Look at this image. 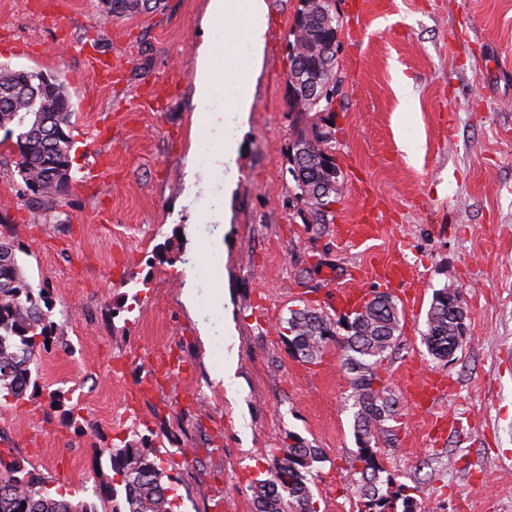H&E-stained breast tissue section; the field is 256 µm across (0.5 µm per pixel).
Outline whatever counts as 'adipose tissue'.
Masks as SVG:
<instances>
[{
    "instance_id": "ef3b65f1",
    "label": "adipose tissue",
    "mask_w": 512,
    "mask_h": 512,
    "mask_svg": "<svg viewBox=\"0 0 512 512\" xmlns=\"http://www.w3.org/2000/svg\"><path fill=\"white\" fill-rule=\"evenodd\" d=\"M206 24L211 38L199 49L195 100L201 115L193 127L196 159L191 170L202 176L224 173L229 189L238 141L225 128L250 110L251 85L266 41L264 0H209Z\"/></svg>"
}]
</instances>
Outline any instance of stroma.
Listing matches in <instances>:
<instances>
[{
	"instance_id": "1",
	"label": "stroma",
	"mask_w": 512,
	"mask_h": 512,
	"mask_svg": "<svg viewBox=\"0 0 512 512\" xmlns=\"http://www.w3.org/2000/svg\"><path fill=\"white\" fill-rule=\"evenodd\" d=\"M263 64L235 186L214 173L187 188L194 76L208 0H160L107 19L102 0H0V64L60 76L73 103V180L61 206L33 216L12 141L0 144V239L56 334L24 400L0 404V461L51 495L97 502L117 486L111 454L153 430L180 512H252L250 482L285 431L322 448L315 512H357L349 383L329 344L293 358L282 320L327 305L389 261L415 271L397 347L380 373L443 377L430 411L402 402L380 462L412 488L417 512H512V0H339L335 111L345 173L326 229L289 206L286 39L296 0H265ZM120 72L102 81L103 62ZM407 79L399 91L396 77ZM379 202L363 211L361 186ZM379 225L363 242L352 226ZM224 253V313L198 256ZM459 286L468 320L452 360L422 336L435 289ZM192 286L196 310L182 300ZM186 369L173 382L166 365ZM233 365L230 383L212 369Z\"/></svg>"
}]
</instances>
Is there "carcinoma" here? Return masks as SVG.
Masks as SVG:
<instances>
[{"label": "carcinoma", "mask_w": 512, "mask_h": 512, "mask_svg": "<svg viewBox=\"0 0 512 512\" xmlns=\"http://www.w3.org/2000/svg\"><path fill=\"white\" fill-rule=\"evenodd\" d=\"M158 0H105L107 17L129 16L153 9ZM291 34L305 62L313 66L323 42L333 36L336 19L326 20L313 11L295 10ZM318 108L304 104L296 112V150L299 158L288 173L294 181L292 202L310 214V223L326 226L334 219L331 205L339 192L327 185L335 177L319 156L333 153L336 141L314 134ZM72 103L62 81L44 85L40 73L0 66V130L15 138L16 166L32 198L34 214L52 208L67 192L72 180L70 137L67 133ZM46 289L33 288L24 278L13 245L0 239V400L16 402L35 383L42 349L52 336L53 322L42 309ZM466 301L462 289L448 284L435 290L426 313L423 342L431 356L448 358L456 338L464 335L461 323ZM402 308L389 291H375L360 310L333 318L321 308L307 305L288 310L285 341L296 359L314 364L331 342L340 344L342 366L352 400L353 430L357 450L350 472L358 476L363 508L359 512H417L414 497L390 491L391 476L379 459V440L399 423L401 407L390 385L377 374L391 355L401 332ZM270 464L265 477L250 489L256 512H315L308 483L313 464L323 460L321 449L286 433L279 448L267 450ZM160 451L149 438L129 443L112 454V470L121 477L124 509L111 512H178V494L162 466ZM0 512H97L84 502L50 496L40 478L0 460Z\"/></svg>", "instance_id": "1"}]
</instances>
